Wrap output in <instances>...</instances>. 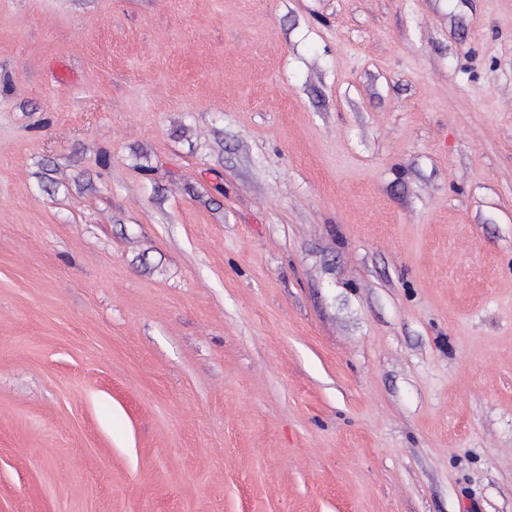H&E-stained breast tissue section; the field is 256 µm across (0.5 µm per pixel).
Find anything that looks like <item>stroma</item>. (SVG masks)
I'll list each match as a JSON object with an SVG mask.
<instances>
[{
  "mask_svg": "<svg viewBox=\"0 0 512 512\" xmlns=\"http://www.w3.org/2000/svg\"><path fill=\"white\" fill-rule=\"evenodd\" d=\"M0 512H512V0H0Z\"/></svg>",
  "mask_w": 512,
  "mask_h": 512,
  "instance_id": "1",
  "label": "stroma"
}]
</instances>
